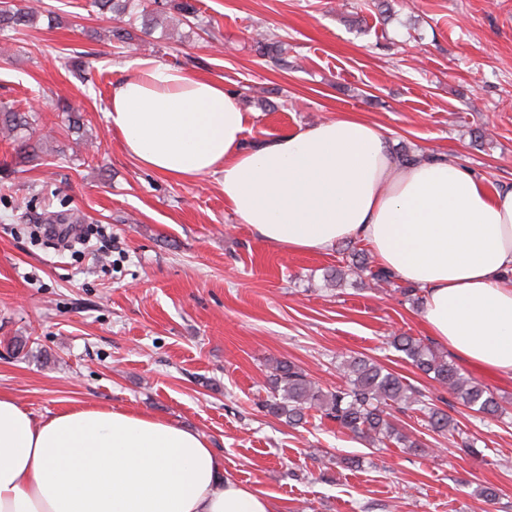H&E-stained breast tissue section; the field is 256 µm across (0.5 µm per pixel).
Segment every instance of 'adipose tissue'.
I'll use <instances>...</instances> for the list:
<instances>
[{
    "mask_svg": "<svg viewBox=\"0 0 512 512\" xmlns=\"http://www.w3.org/2000/svg\"><path fill=\"white\" fill-rule=\"evenodd\" d=\"M106 118L136 163L222 175L224 206L269 245L361 241L424 292L421 321L458 358L512 374V182L444 152L403 161L381 127L339 115L244 146L236 92L150 58L125 62ZM0 512H272L206 437L146 413L73 406L34 419L0 392Z\"/></svg>",
    "mask_w": 512,
    "mask_h": 512,
    "instance_id": "adipose-tissue-1",
    "label": "adipose tissue"
}]
</instances>
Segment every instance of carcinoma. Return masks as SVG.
I'll return each mask as SVG.
<instances>
[{"mask_svg": "<svg viewBox=\"0 0 512 512\" xmlns=\"http://www.w3.org/2000/svg\"><path fill=\"white\" fill-rule=\"evenodd\" d=\"M92 4L100 14H108L118 22L112 29V36L121 42L132 41L131 30L136 27L142 34L151 35L165 9L163 0H152L150 4L146 0H92ZM40 15L41 12L26 0H3L0 3V27L28 28ZM0 128L9 133L26 128L31 138L36 134L28 116L6 105L0 106ZM348 271L359 276L364 274L377 285L395 284V278L373 264L362 250L350 253L347 270L337 269L331 277L341 281ZM392 345L413 367L448 389L465 405L488 417H495L501 411L500 402L493 393L464 378L447 356L433 347L407 335L393 337ZM337 368L346 378L347 387L325 391L294 363L274 361L267 376L271 389L270 399L265 403L267 411L298 425L306 419L308 412L315 410L336 422L340 429L372 443L388 440L411 451L420 450L421 445L396 426L385 408L392 404L405 408L419 405L422 403L421 392L398 374L365 357H345ZM427 415L431 428L438 434L455 431L453 419L446 412L430 407Z\"/></svg>", "mask_w": 512, "mask_h": 512, "instance_id": "1", "label": "carcinoma"}]
</instances>
